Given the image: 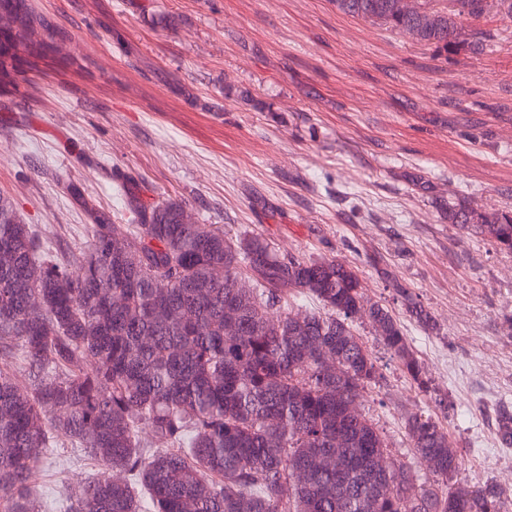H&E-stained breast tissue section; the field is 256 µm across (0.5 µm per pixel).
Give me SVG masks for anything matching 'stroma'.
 <instances>
[{
  "label": "stroma",
  "instance_id": "stroma-1",
  "mask_svg": "<svg viewBox=\"0 0 512 512\" xmlns=\"http://www.w3.org/2000/svg\"><path fill=\"white\" fill-rule=\"evenodd\" d=\"M65 31L64 62L0 98V194L50 246L75 252L88 207L125 223L114 176L145 202L177 198L198 224L257 235L280 255L355 267L400 322L431 383L422 392L368 319L353 328L384 379L360 412L392 455L428 468L405 435L425 410L463 458L457 482L512 500V254L450 227L448 203L512 209V19L468 22L484 53L433 47L341 14L333 0H31ZM396 277L436 320L419 327ZM447 398V407L437 404ZM40 484L91 477L70 444Z\"/></svg>",
  "mask_w": 512,
  "mask_h": 512
}]
</instances>
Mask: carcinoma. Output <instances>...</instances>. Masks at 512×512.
<instances>
[{"label": "carcinoma", "instance_id": "cac0c4a2", "mask_svg": "<svg viewBox=\"0 0 512 512\" xmlns=\"http://www.w3.org/2000/svg\"><path fill=\"white\" fill-rule=\"evenodd\" d=\"M333 2L440 54L482 53L464 21L491 5L512 18V0ZM64 38L29 0H0V84L18 90L14 59L33 68ZM115 179L129 223L91 214L77 254L44 246L0 196V512H509L496 486L451 482L461 457L422 411L407 416L405 433L430 475L409 478L405 493L382 491L386 474L409 465L352 412L378 378L352 322L367 316L404 373L422 390L427 381L401 325L366 303L352 268L187 224L185 202L147 204L139 180ZM445 217L512 253V210L460 200ZM394 287L409 317L435 329L425 307ZM298 295L325 312L285 309ZM329 358L344 376L326 373ZM497 431L512 446V410L498 411ZM61 436L102 475L43 491L32 472L55 458ZM338 437L345 472L314 468Z\"/></svg>", "mask_w": 512, "mask_h": 512}]
</instances>
